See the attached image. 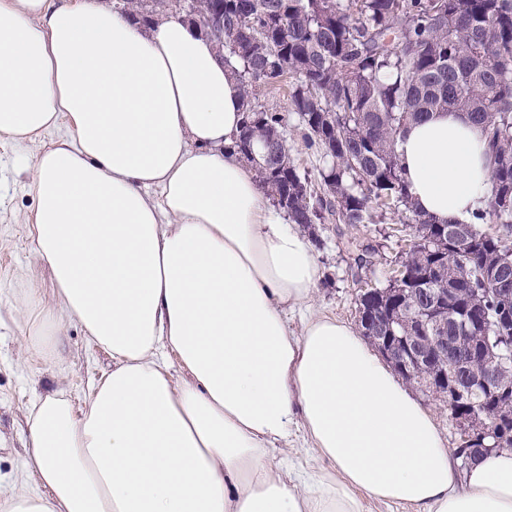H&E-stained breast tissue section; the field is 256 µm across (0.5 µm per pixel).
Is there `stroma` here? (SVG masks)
<instances>
[{
	"instance_id": "obj_1",
	"label": "stroma",
	"mask_w": 512,
	"mask_h": 512,
	"mask_svg": "<svg viewBox=\"0 0 512 512\" xmlns=\"http://www.w3.org/2000/svg\"><path fill=\"white\" fill-rule=\"evenodd\" d=\"M259 103L285 114L292 158L310 177H317L320 161L304 144L298 117L290 110L287 83L263 89ZM31 153V148L0 135V500L20 487L31 492L39 489L25 466L30 447L29 404L62 389L74 407H82L92 383L112 366L108 353L95 346L73 319L64 321L54 354L25 345L26 327L34 316L25 304L28 291H35L44 304L52 302L51 273L37 258L29 236L34 196L20 168ZM413 234L411 225L400 223L390 212L355 228L328 220L306 230L321 276L307 307L289 312V328L301 331L304 319L318 314L356 324L361 292L388 285ZM367 249L372 263L359 266L358 257ZM410 389L432 416L446 446L459 448L465 428L450 417L447 399L416 383Z\"/></svg>"
}]
</instances>
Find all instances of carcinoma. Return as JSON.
<instances>
[{
	"label": "carcinoma",
	"mask_w": 512,
	"mask_h": 512,
	"mask_svg": "<svg viewBox=\"0 0 512 512\" xmlns=\"http://www.w3.org/2000/svg\"><path fill=\"white\" fill-rule=\"evenodd\" d=\"M161 0H129L125 10L152 23ZM224 22V62L239 83L245 112L235 144L260 191L292 224L326 219L356 227L386 208L415 225L419 242L401 266L407 278L371 288L359 323L379 336L422 341L423 363L402 372L435 393L441 366L461 365L467 387L492 357L494 388L452 398L451 416L468 429L466 447L488 415L501 418L512 448V0H203ZM293 78L291 111L307 147L322 160L320 191L300 173L284 134L285 116L262 108L258 91ZM457 112L485 132L491 195L458 241L418 211L405 181L397 140L434 111ZM488 222L497 230L487 233ZM448 293V315L438 296ZM448 337L439 350L428 337Z\"/></svg>",
	"instance_id": "obj_1"
}]
</instances>
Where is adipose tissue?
Masks as SVG:
<instances>
[{"label":"adipose tissue","mask_w":512,"mask_h":512,"mask_svg":"<svg viewBox=\"0 0 512 512\" xmlns=\"http://www.w3.org/2000/svg\"><path fill=\"white\" fill-rule=\"evenodd\" d=\"M239 85L211 39L144 27L104 0H0V134L31 144L35 253L57 307L25 339L54 352L63 317L112 358L82 410L28 409L40 492L0 512H512V450L454 454L428 412L343 321L288 311L320 265L233 150ZM409 191L438 222L490 195L481 127L454 112L397 141ZM184 373L174 382L167 353ZM301 430L324 465L282 469Z\"/></svg>","instance_id":"ef3b65f1"}]
</instances>
